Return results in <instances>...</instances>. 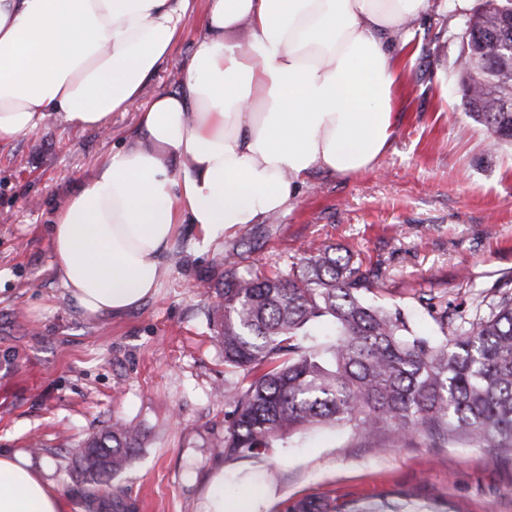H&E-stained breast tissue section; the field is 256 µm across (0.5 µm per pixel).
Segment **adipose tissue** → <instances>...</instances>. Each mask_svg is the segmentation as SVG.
<instances>
[{
  "label": "adipose tissue",
  "mask_w": 512,
  "mask_h": 512,
  "mask_svg": "<svg viewBox=\"0 0 512 512\" xmlns=\"http://www.w3.org/2000/svg\"><path fill=\"white\" fill-rule=\"evenodd\" d=\"M430 2L206 0L181 89L158 94L52 216L76 305L112 316L153 297L181 225L221 242L286 211L316 172L374 169L395 131L398 60ZM184 24L173 0H0V144L50 116L105 129ZM0 512H62L48 467L0 453Z\"/></svg>",
  "instance_id": "adipose-tissue-1"
}]
</instances>
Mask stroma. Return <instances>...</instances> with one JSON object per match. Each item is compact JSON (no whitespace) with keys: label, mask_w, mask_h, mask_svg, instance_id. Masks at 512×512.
Masks as SVG:
<instances>
[{"label":"stroma","mask_w":512,"mask_h":512,"mask_svg":"<svg viewBox=\"0 0 512 512\" xmlns=\"http://www.w3.org/2000/svg\"><path fill=\"white\" fill-rule=\"evenodd\" d=\"M172 58L144 88L138 107L113 113L108 132L49 120L0 146V451L44 447L62 512H205L211 483L225 503L249 512H289L312 496L337 505L400 501L412 512H512V455L490 459L463 442L439 448L415 436L386 448L347 428L309 432L284 462L227 460L224 406L211 399L224 355L207 308L226 250L267 275L284 274L312 245L351 251L378 267L369 302L404 308L419 334L439 332L421 293L474 316L473 299L512 280V145L486 146L465 111L455 60L465 14L429 10L404 59L394 136L372 170L314 174L288 211L237 236L201 245L183 225L165 257L155 297L125 315L85 316L63 287L49 244L53 210L88 180L100 159L135 128L139 106L172 90L196 49L204 0H186ZM120 417L138 425L142 449L109 492L71 475L65 448Z\"/></svg>","instance_id":"obj_1"}]
</instances>
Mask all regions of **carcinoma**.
I'll list each match as a JSON object with an SVG mask.
<instances>
[{"label": "carcinoma", "mask_w": 512, "mask_h": 512, "mask_svg": "<svg viewBox=\"0 0 512 512\" xmlns=\"http://www.w3.org/2000/svg\"><path fill=\"white\" fill-rule=\"evenodd\" d=\"M463 80L462 105L481 124L490 148L512 140V112L496 107L493 81ZM244 258L224 254V287L208 314L221 319L226 459L273 456L319 427H349L369 438L380 430L401 443L415 435L434 446L463 440L495 459L512 452V294L486 316L457 318L421 297L441 339L419 334L398 306L367 303L380 271L331 246L310 247L296 270L260 276ZM142 431L120 419L67 449L81 482L99 491L141 450ZM406 504H352L346 512H404ZM293 512H336L323 498Z\"/></svg>", "instance_id": "1"}]
</instances>
